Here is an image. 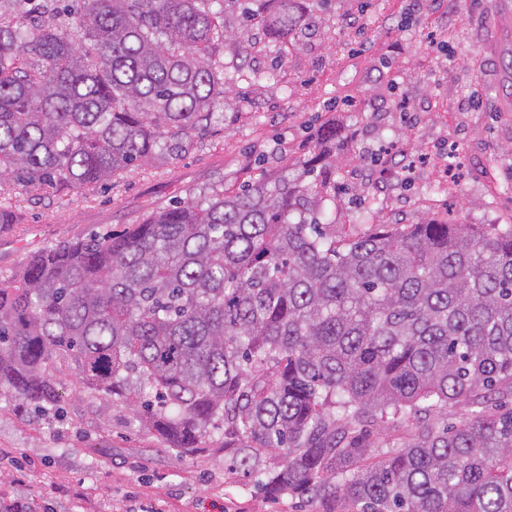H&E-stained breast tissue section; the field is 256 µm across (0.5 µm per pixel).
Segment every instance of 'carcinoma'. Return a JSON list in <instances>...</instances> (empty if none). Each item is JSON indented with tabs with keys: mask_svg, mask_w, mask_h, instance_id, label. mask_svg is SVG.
<instances>
[{
	"mask_svg": "<svg viewBox=\"0 0 512 512\" xmlns=\"http://www.w3.org/2000/svg\"><path fill=\"white\" fill-rule=\"evenodd\" d=\"M230 3L0 0V196L86 197L191 149L227 104ZM278 3L256 17L284 38L302 19ZM337 175L330 128L276 174L31 254L0 282V387L53 410L70 364L177 454L222 448L315 512H512V225L338 243ZM459 400L475 411L457 426L368 440ZM416 423V417L411 413L404 418L390 421L389 423L371 426L369 428V440L374 446H385L386 443H390V445L400 443L413 432Z\"/></svg>",
	"mask_w": 512,
	"mask_h": 512,
	"instance_id": "1",
	"label": "carcinoma"
}]
</instances>
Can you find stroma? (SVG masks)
Returning <instances> with one entry per match:
<instances>
[{
    "label": "stroma",
    "mask_w": 512,
    "mask_h": 512,
    "mask_svg": "<svg viewBox=\"0 0 512 512\" xmlns=\"http://www.w3.org/2000/svg\"><path fill=\"white\" fill-rule=\"evenodd\" d=\"M294 35H269L238 7L219 47L233 105L212 135L167 164L126 172L90 197L17 190V221L0 226V280L52 244L117 233L189 191L273 173L282 152L307 158L336 130L337 234L366 233L363 199L380 224L446 219L512 224V0H301ZM59 411L42 412L0 390V504L30 512H314L272 502L224 467V452H169L123 405L58 387Z\"/></svg>",
    "instance_id": "35a3bbf8"
}]
</instances>
